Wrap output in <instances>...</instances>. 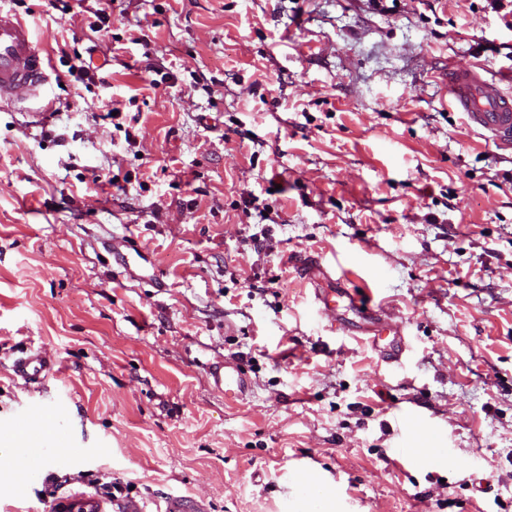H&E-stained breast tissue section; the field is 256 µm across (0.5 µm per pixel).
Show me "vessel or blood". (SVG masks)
I'll return each mask as SVG.
<instances>
[{"mask_svg":"<svg viewBox=\"0 0 512 512\" xmlns=\"http://www.w3.org/2000/svg\"><path fill=\"white\" fill-rule=\"evenodd\" d=\"M48 64L24 22L17 15L0 12V100L37 94L49 80ZM448 96L473 125L490 133L498 144L512 148V95L504 94L475 71L452 69L448 72ZM373 346L388 362L398 361L405 350L398 333L387 341L375 336ZM53 366L44 352L29 350L14 360L13 371L24 382L33 383L47 377ZM210 375L215 385L223 388L225 398L240 399L249 390V380L235 361L212 365Z\"/></svg>","mask_w":512,"mask_h":512,"instance_id":"1","label":"vessel or blood"}]
</instances>
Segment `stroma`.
<instances>
[{
  "mask_svg": "<svg viewBox=\"0 0 512 512\" xmlns=\"http://www.w3.org/2000/svg\"><path fill=\"white\" fill-rule=\"evenodd\" d=\"M497 2L0 0L53 62L0 104V438L40 410L69 450L0 457V512H512V148L448 100L512 72ZM387 330L390 334L388 323L386 326L378 327V329L375 330L377 333L374 335L375 337L373 339V346L386 362H397L405 350V342L403 336L397 332L392 335L393 337L390 340L385 341L382 336L384 331ZM54 361L42 350L32 348L13 362V371L25 383L40 382L53 372ZM210 375L215 385L224 389V397L227 399L243 398L249 390V380L235 361L224 360L213 364Z\"/></svg>",
  "mask_w": 512,
  "mask_h": 512,
  "instance_id": "obj_1",
  "label": "stroma"
}]
</instances>
